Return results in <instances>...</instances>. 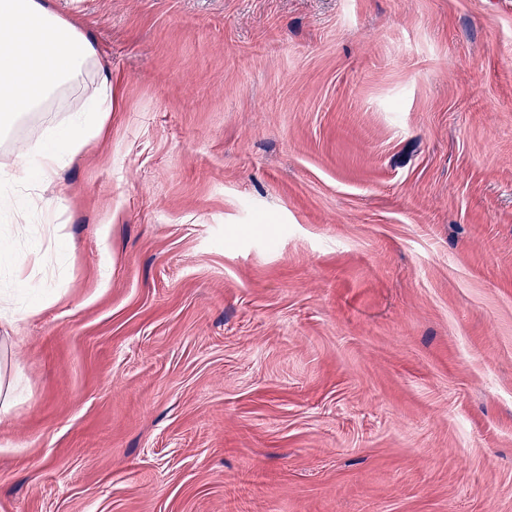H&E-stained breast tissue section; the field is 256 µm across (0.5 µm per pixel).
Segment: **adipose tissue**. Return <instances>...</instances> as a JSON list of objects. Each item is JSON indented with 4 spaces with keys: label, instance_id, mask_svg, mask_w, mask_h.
I'll return each instance as SVG.
<instances>
[{
    "label": "adipose tissue",
    "instance_id": "ef3b65f1",
    "mask_svg": "<svg viewBox=\"0 0 512 512\" xmlns=\"http://www.w3.org/2000/svg\"><path fill=\"white\" fill-rule=\"evenodd\" d=\"M99 52L81 29L54 12L49 0H0V141L44 110L58 95L78 89L82 108L68 131H48L33 147L24 178L0 182L13 199L15 223H25L34 192L55 184L67 159L100 136L112 113V80L101 73Z\"/></svg>",
    "mask_w": 512,
    "mask_h": 512
}]
</instances>
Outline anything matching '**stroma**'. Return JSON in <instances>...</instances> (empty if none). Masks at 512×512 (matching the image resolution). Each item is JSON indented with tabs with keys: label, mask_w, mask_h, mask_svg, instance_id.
<instances>
[{
	"label": "stroma",
	"mask_w": 512,
	"mask_h": 512,
	"mask_svg": "<svg viewBox=\"0 0 512 512\" xmlns=\"http://www.w3.org/2000/svg\"><path fill=\"white\" fill-rule=\"evenodd\" d=\"M50 2L112 116L0 199V512H512V0Z\"/></svg>",
	"instance_id": "obj_1"
}]
</instances>
